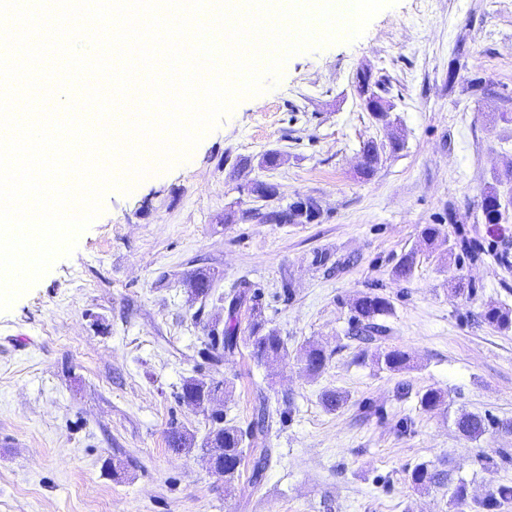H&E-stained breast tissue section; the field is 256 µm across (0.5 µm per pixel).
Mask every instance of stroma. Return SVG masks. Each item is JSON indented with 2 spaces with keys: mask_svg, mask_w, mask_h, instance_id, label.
Masks as SVG:
<instances>
[{
  "mask_svg": "<svg viewBox=\"0 0 512 512\" xmlns=\"http://www.w3.org/2000/svg\"><path fill=\"white\" fill-rule=\"evenodd\" d=\"M364 70L385 84L387 119L356 93ZM476 73L493 94L467 90ZM393 135L402 149L362 177L364 141ZM271 150L281 163L262 170ZM511 166L512 0H398L358 39L291 56L187 160L108 191L73 252L0 311V512H454L456 484L474 502L512 483V434L498 427L512 420V330L480 318L489 303L512 310V182L493 181ZM257 178L278 204L315 198L321 223L251 218ZM491 186L509 203L496 226L482 220ZM410 251L414 275L398 280ZM201 269L217 273L205 299L184 285ZM454 277L469 294L449 296ZM241 279L284 360L206 356ZM369 292L393 304L374 346L404 349L407 369L359 355L352 305ZM312 344L327 355L315 375L301 362ZM189 377L223 382L224 425L247 429L260 394L283 410L260 483L246 462L225 494L204 450L168 447L170 428L200 440L212 426L176 397ZM430 388L441 407L421 405ZM327 390L345 403L327 410ZM463 412L491 419L482 437L457 432ZM420 464L446 480L413 485Z\"/></svg>",
  "mask_w": 512,
  "mask_h": 512,
  "instance_id": "stroma-1",
  "label": "stroma"
}]
</instances>
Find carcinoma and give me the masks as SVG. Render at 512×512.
<instances>
[{
  "label": "carcinoma",
  "instance_id": "obj_1",
  "mask_svg": "<svg viewBox=\"0 0 512 512\" xmlns=\"http://www.w3.org/2000/svg\"><path fill=\"white\" fill-rule=\"evenodd\" d=\"M384 147L372 140L363 143L362 174L370 177L374 174ZM502 201L496 190L487 191L482 199L481 210L487 224H499L503 219ZM322 218V210L317 200L312 197H300L288 204V223L317 224ZM416 267V255L413 252L403 254L395 265V274L402 280L410 279ZM214 274L206 270L192 273L186 280V286L191 295L199 298L209 296ZM251 285L243 280L235 285V289L225 296L228 301V322L222 330L220 347L211 348V359L219 362L229 359L238 351L240 333L246 332L245 341L251 348V356L257 362H269L283 359L287 349L282 336L276 328L269 326L263 314V305L250 292ZM355 336L370 342L385 335L386 326L379 319L389 315L393 310L390 299L379 294H365L353 304ZM484 323L499 330L512 328V311L495 305L487 306L481 314ZM362 358H369L377 366L389 371H399L404 368L409 356L397 347L385 351L371 352L362 350ZM327 361L323 349L312 347L307 351L305 368L311 373H318ZM222 390V384L216 381H204L190 378L181 386L178 398L183 402L193 401L195 406L203 408L207 405L213 393ZM274 411L267 399L258 398L254 408V418L251 427L242 431L235 427L215 426L209 430L201 442V448L209 455L211 461L224 468V488L232 489V482L239 473L244 449H249L254 459L252 481L258 482L268 464L271 449L265 446L266 437L272 428ZM456 430L468 438H478L486 432L484 418L476 413H461L455 419ZM194 438L178 428H172L167 434L168 447L181 451L191 447ZM447 475L442 472H431L428 467L418 465L410 473V481L415 485H423L434 481L441 482ZM512 502V485L500 483L492 488L483 502L473 505L475 512L482 509L490 510L505 503Z\"/></svg>",
  "mask_w": 512,
  "mask_h": 512
}]
</instances>
